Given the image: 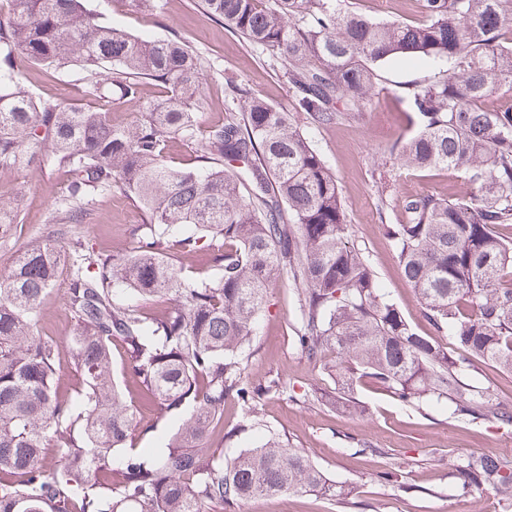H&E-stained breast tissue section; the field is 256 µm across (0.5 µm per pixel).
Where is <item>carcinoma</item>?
<instances>
[{"mask_svg": "<svg viewBox=\"0 0 512 512\" xmlns=\"http://www.w3.org/2000/svg\"><path fill=\"white\" fill-rule=\"evenodd\" d=\"M208 15L250 45L274 53L291 104L274 105L232 83L239 109L201 128L204 66L176 37L144 40L101 21L84 0H0V167L36 155L70 180L47 234L0 272V512H230L259 496L316 493L359 507L303 448L276 432L224 459L210 444L236 399L254 419L260 387L246 375L247 350L272 283L288 281L298 311L297 343L330 371L346 395L363 379L413 405L446 400L470 420L492 411L490 393L464 382L475 361L512 371V0H421L418 23L376 21L350 0H203ZM25 56L46 69L78 66L95 109L40 102L15 69ZM400 56L445 59L448 69L406 87L416 133L392 148L416 171L452 169V196L410 195L403 220L386 225L426 318L448 343L420 336L379 288L351 241L336 175L311 146L296 114L327 126L356 117L375 94L377 68ZM165 89L130 125L112 123V104L138 101L143 85ZM203 140L195 166L172 168V142ZM118 190L148 217L128 253L102 257L82 240L67 253L61 226L80 224L89 202ZM19 223L0 195V239ZM215 240L218 275L190 278L166 254L191 256ZM75 321L68 342L77 389L60 382L58 346L36 331L63 269ZM122 290L135 302L120 304ZM151 302L147 314L139 302ZM145 403L188 409L167 450L132 444L136 410L112 376V341ZM494 412V411H492ZM512 425V412L496 411ZM462 489L512 490V460L470 455Z\"/></svg>", "mask_w": 512, "mask_h": 512, "instance_id": "carcinoma-1", "label": "carcinoma"}]
</instances>
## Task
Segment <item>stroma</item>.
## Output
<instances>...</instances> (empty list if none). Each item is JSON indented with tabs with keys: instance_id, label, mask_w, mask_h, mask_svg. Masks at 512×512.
I'll return each mask as SVG.
<instances>
[{
	"instance_id": "35a3bbf8",
	"label": "stroma",
	"mask_w": 512,
	"mask_h": 512,
	"mask_svg": "<svg viewBox=\"0 0 512 512\" xmlns=\"http://www.w3.org/2000/svg\"><path fill=\"white\" fill-rule=\"evenodd\" d=\"M104 23L145 39L178 36L196 49L205 62L202 124L222 121L231 99L229 81L243 82L273 104L287 103L291 92L281 76V62L268 51L254 48L227 30L223 21L208 17L203 0H167L164 12L149 14L136 7L114 10L110 0H86ZM16 65L25 85L39 100L63 105L95 106L85 90L80 68L53 71L31 66L24 56ZM444 61L392 60L379 66L378 87L361 117L327 127L305 125L312 146L335 172L354 242L363 250L388 298L400 307L412 328L423 336L435 330L410 284L405 280L384 227L397 224L399 198L448 194L463 185L453 170L419 172L397 165L390 149L414 132L407 116L404 90L408 84L447 69ZM67 173L39 161L21 169L0 171V194H16L21 222L16 232L0 239V270L14 254L46 230V217L62 196ZM80 224L65 225L67 237L81 238L95 252L131 250L147 230V218L136 202L118 193L96 196ZM69 286L61 277L45 301L37 332L65 346L74 323L63 296ZM296 307L290 288L276 281L249 349L248 378L256 385L278 381L284 392L260 400L261 423L238 432L243 413L234 400L224 404V428L231 439L223 444L225 458L261 444L267 431L306 449L337 485L352 490L354 499L368 503V512H512V492L478 491L461 494L456 466L470 454L512 458V425L487 416L461 420L445 401L407 406L374 382L364 381L357 398L364 407L355 416L326 403L335 385L311 363L296 343ZM469 383L490 393L494 410L512 411V372L476 363L467 372ZM321 401L304 403L309 392ZM185 410L145 412L138 419L135 448L153 456L163 452L181 426ZM399 463L402 485L380 482L378 473ZM237 512H346L341 501L309 494L244 501Z\"/></svg>"
}]
</instances>
